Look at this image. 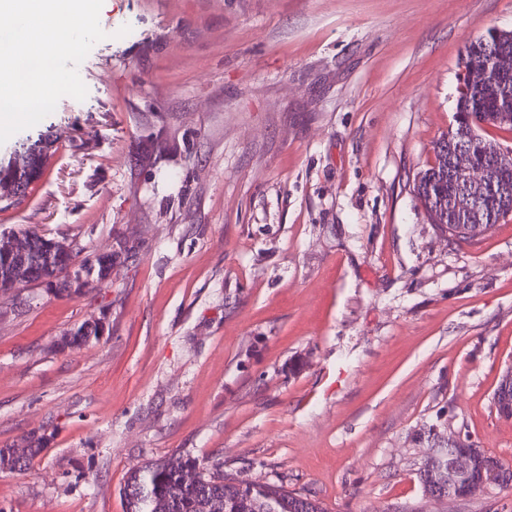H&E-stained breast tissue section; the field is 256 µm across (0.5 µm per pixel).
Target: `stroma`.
Wrapping results in <instances>:
<instances>
[{
  "label": "stroma",
  "instance_id": "1",
  "mask_svg": "<svg viewBox=\"0 0 512 512\" xmlns=\"http://www.w3.org/2000/svg\"><path fill=\"white\" fill-rule=\"evenodd\" d=\"M106 34L16 140L53 142L0 230L130 252L73 298L0 293V512H123L188 454L325 512H512L426 496L449 440L512 461V220L450 243L413 193L461 52L512 0H104ZM101 317L98 340L55 341ZM26 442L27 447L20 451L19 448H14V446L0 448V472L24 470L30 460L44 450L45 437L42 435L30 436ZM440 463L434 460H427L419 470V480L424 492L434 497L436 487L441 483L443 475L440 472Z\"/></svg>",
  "mask_w": 512,
  "mask_h": 512
}]
</instances>
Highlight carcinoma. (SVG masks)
<instances>
[{
    "mask_svg": "<svg viewBox=\"0 0 512 512\" xmlns=\"http://www.w3.org/2000/svg\"><path fill=\"white\" fill-rule=\"evenodd\" d=\"M468 73L460 77L453 124L448 135L433 146L435 161L422 172L413 190L435 224H500L509 218L502 211L499 190L512 189V155L493 152L496 142L489 131L512 134V31L489 30L467 41L462 49ZM52 148L45 138L27 139L14 149L7 162H0V186L20 183L30 186L42 176L44 162ZM460 155L474 170L488 175L484 182L459 184L448 174V162ZM12 230L0 232V292L15 288L17 255L9 250ZM29 241L28 263L37 276L56 281L53 293L73 296L78 291L66 286L71 265L84 267L88 260L73 254L47 261L44 247L50 239L23 230ZM104 327L86 320L60 336L59 348H80L99 339ZM44 436H30L27 447L0 448V472L25 469L43 451ZM440 464L426 461L419 470L424 492L432 496L441 483ZM120 495L125 512H324L320 504L281 485L260 484L224 475L220 463L203 465L194 457L173 460L146 459L132 467Z\"/></svg>",
    "mask_w": 512,
    "mask_h": 512,
    "instance_id": "carcinoma-1",
    "label": "carcinoma"
}]
</instances>
